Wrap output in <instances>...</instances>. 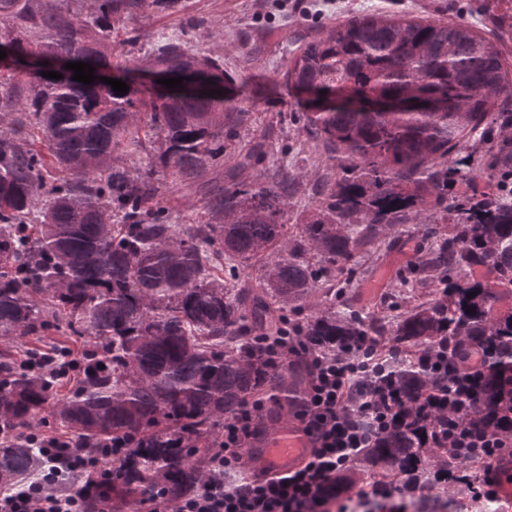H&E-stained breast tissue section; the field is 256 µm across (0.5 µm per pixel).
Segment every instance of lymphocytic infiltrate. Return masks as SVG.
Returning <instances> with one entry per match:
<instances>
[{
	"label": "lymphocytic infiltrate",
	"instance_id": "f902f5d3",
	"mask_svg": "<svg viewBox=\"0 0 512 512\" xmlns=\"http://www.w3.org/2000/svg\"><path fill=\"white\" fill-rule=\"evenodd\" d=\"M261 342L276 362L306 368L304 398L293 417L313 450L296 468L265 477L244 476L249 463L242 450L259 436L265 408L264 398H251L225 419L224 438L211 450L199 488L178 501L176 512H348L347 503L329 493L330 483L361 449L405 427L416 428L432 447L447 449L460 465L481 461L484 473L476 489L488 499H497L504 479L512 475L507 466L512 438L478 432L469 423L475 414L478 369L489 354L486 345L462 350L453 367L448 364L447 340L418 352L436 386L424 391L411 411L388 373L403 357L395 347L370 341L353 354L322 353L308 344L300 324L291 322ZM23 436L40 445L51 467L17 491L0 490V512H87L86 499L71 486L70 475L79 472L96 485L109 484L116 474L108 461L114 449L128 445L127 440H114L112 447L99 451L103 463L90 464L72 455L70 437L32 429Z\"/></svg>",
	"mask_w": 512,
	"mask_h": 512
}]
</instances>
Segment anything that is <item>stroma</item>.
Returning a JSON list of instances; mask_svg holds the SVG:
<instances>
[{"label": "stroma", "mask_w": 512, "mask_h": 512, "mask_svg": "<svg viewBox=\"0 0 512 512\" xmlns=\"http://www.w3.org/2000/svg\"><path fill=\"white\" fill-rule=\"evenodd\" d=\"M489 0H179L174 9H141L113 31L116 50L139 55L155 40L177 37L200 55L223 58L224 69L236 79L239 98L252 114V130L240 131L237 141L246 144L254 130L273 129L274 148L287 152L302 173L314 172L319 157L300 137L293 123L297 100L275 81V70L284 68L298 33L317 29L362 12L402 10L416 16L452 18L463 16L480 24ZM137 44H130V37ZM162 196L173 215L182 222L205 219L202 191L184 189L162 181ZM418 238L414 225L393 240L374 260L358 259L359 275L341 302L367 312L395 318L391 302L400 292L398 273L413 255Z\"/></svg>", "instance_id": "stroma-1"}]
</instances>
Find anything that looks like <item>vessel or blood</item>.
Instances as JSON below:
<instances>
[{
	"label": "vessel or blood",
	"mask_w": 512,
	"mask_h": 512,
	"mask_svg": "<svg viewBox=\"0 0 512 512\" xmlns=\"http://www.w3.org/2000/svg\"><path fill=\"white\" fill-rule=\"evenodd\" d=\"M311 450L312 443L301 427L294 420L283 418L270 432L245 448L244 456L252 474L262 476L285 466L299 465Z\"/></svg>",
	"instance_id": "1"
}]
</instances>
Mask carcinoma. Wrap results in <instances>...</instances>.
<instances>
[{"label":"carcinoma","mask_w":512,"mask_h":512,"mask_svg":"<svg viewBox=\"0 0 512 512\" xmlns=\"http://www.w3.org/2000/svg\"><path fill=\"white\" fill-rule=\"evenodd\" d=\"M63 0H0V49L25 85L0 84V339L50 329L83 338L72 388L24 370L0 353V486L48 466L20 437L46 413L73 432L81 455L134 439L114 465L112 493L129 504L166 489L174 504L199 486L224 419L260 388L303 383V373L271 362L254 338L272 334L289 312L315 350L347 349L365 338L407 354L448 339V363L475 343L493 350L479 372L474 426L512 435V311L494 313L498 294L469 274L486 267L512 287V7L488 13L486 33L465 21L401 12L358 13L322 27L291 51L282 83L298 97L302 129L339 175L315 180L316 206L282 222L302 191L288 161L268 177L254 171L271 137L235 147L251 124L238 98L202 90L118 95L99 80L45 78L40 59L67 53L94 75L128 81L135 72L185 77L197 64L233 86L224 62L163 39L134 61L114 58L112 28L132 7L161 10L175 0H90L85 15ZM339 85L367 98L403 99V108L326 107ZM442 101L438 111L417 103ZM234 151L235 164L205 192L209 220L176 224L159 173L194 186ZM487 185L468 196L460 182ZM425 225L428 241L400 272L414 288L436 282L431 298L386 322L336 299V271L373 253L403 226ZM403 396L435 380L416 364L396 375ZM448 450L422 446L398 429L366 448L336 476V493L369 473L416 492L439 490Z\"/></svg>","instance_id":"carcinoma-1"}]
</instances>
